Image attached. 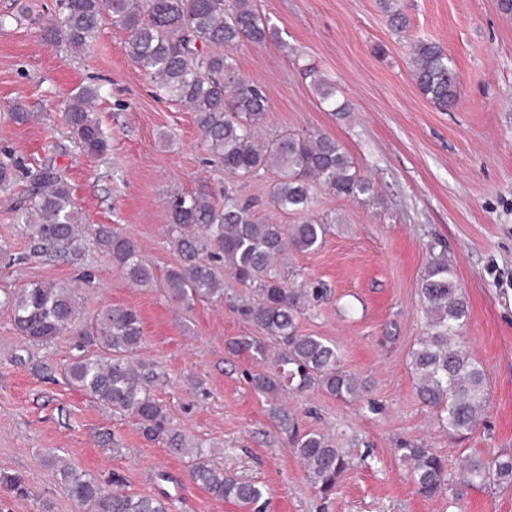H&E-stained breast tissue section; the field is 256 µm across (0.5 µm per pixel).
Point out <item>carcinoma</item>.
<instances>
[{"label": "carcinoma", "mask_w": 512, "mask_h": 512, "mask_svg": "<svg viewBox=\"0 0 512 512\" xmlns=\"http://www.w3.org/2000/svg\"><path fill=\"white\" fill-rule=\"evenodd\" d=\"M391 27L402 32L408 18L398 0H380ZM126 33L127 58L152 80L155 95L186 104L194 114L200 139L213 161L242 179L270 171L275 175L268 204L285 214H308L300 224H269L256 216L258 202L243 199L234 186L224 187L223 200L202 184L186 196H175L167 212V230L180 263L158 278L139 258L136 245L114 230L82 223L72 187L63 172L46 162L31 179L26 202L15 206L18 221L30 231L33 249L50 259L77 261L85 255L83 242L107 248L112 263L135 285L164 288L167 296L190 308L198 301H223L245 321L273 339L277 350L255 337L228 343L234 353H246L271 366V372L253 379L266 399L322 389L341 401L362 397L366 383L345 370L336 345L299 330L301 316L316 307L323 291L305 283L295 287L298 270L289 262L293 253L316 250L332 221L311 216L316 190L360 203L373 199L375 184L361 175L350 156L327 134L285 135L259 142L268 100L263 89L240 73L233 49L250 42L269 41L286 50L278 31L256 8L255 0H59L54 18L44 29L45 41L75 54L90 50L100 21ZM408 65L415 85L437 109L447 112L459 100V81L452 60L436 43L415 40L409 46ZM308 75L323 101L336 105V87L314 65ZM98 90L83 87L66 105L67 127L80 151L91 158L109 148L94 101ZM24 169L22 160L0 152V189H8ZM429 245V261L420 279L425 332L412 348L410 370L422 402L435 411L448 433L463 438L479 425L489 407L482 368L468 354L461 329L468 304L448 257ZM245 288L246 299L224 294L223 271ZM15 330L24 344L44 346L73 335L81 354L66 369V377L92 402L114 415L128 416L144 436L166 439L170 451L184 460L192 482L218 501L254 505L263 498L256 485L224 474L210 464L208 452L190 443L154 391L167 382L156 364L137 358L143 328L137 310L110 306L89 322L79 318L75 289L33 282L5 294ZM296 454L311 484L326 498L336 489L350 460L325 434L299 429L286 417ZM395 454L406 467L416 492L424 498L445 493L458 497L475 482L494 487L512 486V451L487 456L475 452L457 473L448 460L421 443L403 441ZM54 476L60 488L80 510L88 512H170L167 500L106 490L92 475L61 462ZM0 484L19 497L32 495L20 473H0Z\"/></svg>", "instance_id": "carcinoma-1"}]
</instances>
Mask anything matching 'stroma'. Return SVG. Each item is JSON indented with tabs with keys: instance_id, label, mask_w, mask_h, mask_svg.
I'll use <instances>...</instances> for the list:
<instances>
[{
	"instance_id": "stroma-1",
	"label": "stroma",
	"mask_w": 512,
	"mask_h": 512,
	"mask_svg": "<svg viewBox=\"0 0 512 512\" xmlns=\"http://www.w3.org/2000/svg\"><path fill=\"white\" fill-rule=\"evenodd\" d=\"M281 44L240 45L238 67L268 99L261 139L325 133L336 139L377 190L359 203L318 191L315 210L336 224L317 250L296 254L304 279L326 300L300 321L301 332L336 343L344 368L366 381L363 398L344 402L315 389L270 406L252 376L267 366L232 354L227 343L255 335L222 302L184 309L162 290L138 288L105 250L87 244L75 263L33 254L14 207L26 186L0 190V289L36 281L75 288L83 318L108 305L135 308L144 341L137 356L168 376L155 397L188 439L209 446L214 465L264 491V512H512V488L464 489L456 504L418 496L395 455L418 441L457 470L477 450L512 449V18L497 0H403L406 34L392 30L379 0H257ZM56 0H0V150L29 169L54 160L87 224L130 238L157 274L179 256L166 224L173 194L200 184L222 192L231 175L211 162L192 112L157 100L148 77L125 55L124 31L103 19L90 52L74 55L41 39ZM441 45L461 95L447 112L419 92L407 65L410 41ZM315 62L336 87L334 112L303 66ZM98 87L96 110L111 141L100 158L82 155L68 134L65 103ZM20 104L23 123L8 116ZM448 255L469 306L466 348L483 369L489 407L465 440L448 436L422 404L409 354L425 330L419 283L427 247ZM395 340L381 346L380 336ZM74 355L63 336L24 348L11 313L0 307V471L23 474L32 497L0 486V512H76L53 476L63 458L100 481L120 475V491L171 498L172 512H252L218 501L192 483L165 440L146 439L131 418L113 415L71 386ZM301 429L329 435L353 457L329 499H321L278 428L275 410Z\"/></svg>"
}]
</instances>
